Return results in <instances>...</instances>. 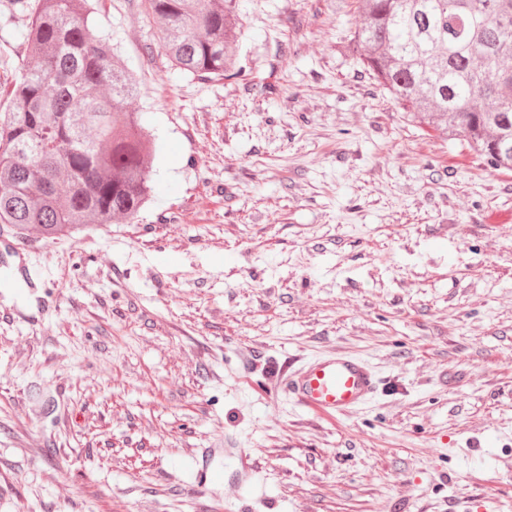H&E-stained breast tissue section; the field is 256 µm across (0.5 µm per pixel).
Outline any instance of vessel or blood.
I'll use <instances>...</instances> for the list:
<instances>
[{"label":"vessel or blood","mask_w":512,"mask_h":512,"mask_svg":"<svg viewBox=\"0 0 512 512\" xmlns=\"http://www.w3.org/2000/svg\"><path fill=\"white\" fill-rule=\"evenodd\" d=\"M276 375L279 389L304 413L330 419L368 405L386 386L384 377L367 359L341 352L303 361L285 360ZM219 454L235 467L237 488L249 484L255 468L254 450L236 443L221 452L201 449L193 462L194 475L187 484L190 493L199 494L208 486L223 482V472L213 465Z\"/></svg>","instance_id":"1"}]
</instances>
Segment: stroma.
I'll use <instances>...</instances> for the list:
<instances>
[{"instance_id":"stroma-1","label":"stroma","mask_w":512,"mask_h":512,"mask_svg":"<svg viewBox=\"0 0 512 512\" xmlns=\"http://www.w3.org/2000/svg\"><path fill=\"white\" fill-rule=\"evenodd\" d=\"M355 8L240 0L239 74L201 80L142 0H97L157 198L22 241L44 315L0 278V512H238L185 489L226 437L257 448L249 512H512V170L406 121L348 49ZM336 350L389 388L333 422L275 392L285 358Z\"/></svg>"}]
</instances>
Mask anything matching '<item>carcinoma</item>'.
<instances>
[{
  "label": "carcinoma",
  "mask_w": 512,
  "mask_h": 512,
  "mask_svg": "<svg viewBox=\"0 0 512 512\" xmlns=\"http://www.w3.org/2000/svg\"><path fill=\"white\" fill-rule=\"evenodd\" d=\"M93 0H39L21 38L27 62L0 99V224L56 240L153 201L155 146L128 110L134 74L91 33ZM159 47L201 78L231 71L239 0H144ZM352 49L405 118L512 170V0H359Z\"/></svg>",
  "instance_id": "obj_1"
}]
</instances>
